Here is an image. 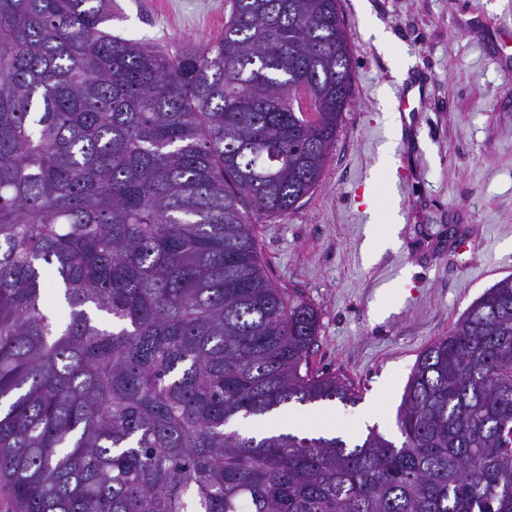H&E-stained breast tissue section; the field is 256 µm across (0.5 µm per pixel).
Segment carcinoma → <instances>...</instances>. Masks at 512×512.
<instances>
[{"instance_id": "carcinoma-1", "label": "carcinoma", "mask_w": 512, "mask_h": 512, "mask_svg": "<svg viewBox=\"0 0 512 512\" xmlns=\"http://www.w3.org/2000/svg\"><path fill=\"white\" fill-rule=\"evenodd\" d=\"M112 0H0V490L11 512H512V275L418 356L401 441L257 438L361 400L253 224L318 186L354 80L339 0H231L174 53ZM54 282L68 308L45 306Z\"/></svg>"}]
</instances>
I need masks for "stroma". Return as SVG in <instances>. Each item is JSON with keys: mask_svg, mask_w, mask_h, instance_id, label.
<instances>
[{"mask_svg": "<svg viewBox=\"0 0 512 512\" xmlns=\"http://www.w3.org/2000/svg\"><path fill=\"white\" fill-rule=\"evenodd\" d=\"M116 3L113 34L171 51L219 37L230 13V0ZM340 7L355 79L336 145L313 194L255 233L269 275L321 316L311 368L346 377L362 398L291 403L259 422L351 442L374 427L396 441L419 354L512 274V0ZM418 78L429 87L418 117L392 120ZM394 211L395 244L367 259L370 222Z\"/></svg>", "mask_w": 512, "mask_h": 512, "instance_id": "stroma-1", "label": "stroma"}]
</instances>
